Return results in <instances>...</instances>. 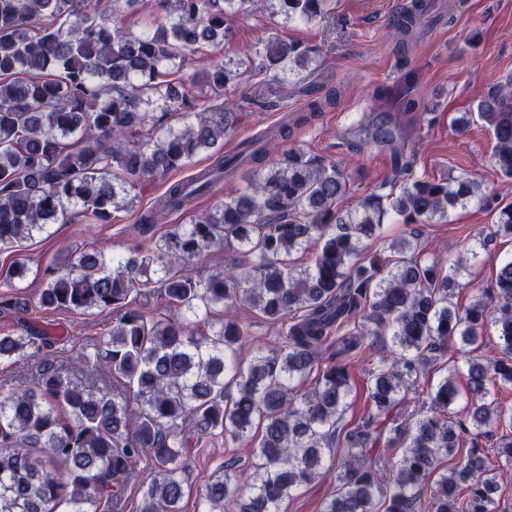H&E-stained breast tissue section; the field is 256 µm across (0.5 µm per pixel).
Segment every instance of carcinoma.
<instances>
[{
	"label": "carcinoma",
	"mask_w": 512,
	"mask_h": 512,
	"mask_svg": "<svg viewBox=\"0 0 512 512\" xmlns=\"http://www.w3.org/2000/svg\"><path fill=\"white\" fill-rule=\"evenodd\" d=\"M118 0H0V247L76 208L99 224L130 203L147 181L208 152L215 165L171 184L144 224H157L275 150L283 124L225 153L239 114L212 108L237 77L222 62L195 79L177 76L189 60L224 46L249 0H155V20L139 33L109 24ZM287 20L313 21L329 0H277ZM426 5L414 0L396 30ZM313 50L273 36L256 55L269 71L312 62ZM181 110L193 120L175 127ZM491 130L493 164L512 178V76L476 105ZM351 176L335 160L301 148L253 172L243 190L155 244L127 255L66 254L39 289L44 310L112 312V322L76 370L43 355L31 387H0V512H119L128 485L140 512H181L192 450L219 439L242 443L262 426L242 468L220 465L199 490L202 512H279L283 501L322 475L336 482L320 512H495L498 478L512 469V436L497 444L498 468L478 442L512 426V408L486 403L494 379L512 385V258L500 262L492 294L464 309L452 299L473 249L448 264L425 259L401 238L390 255L361 256L388 212L404 224L444 219L481 184L462 172L416 179L389 203L369 194L339 209ZM495 233L512 238V202L496 210ZM236 247L248 260L206 279L189 262L205 250ZM311 253L298 267L291 256ZM155 295L171 316L148 315ZM248 305L281 324L264 348L234 315ZM224 320L210 323L212 309ZM494 330L502 356L476 354ZM336 350L323 345L332 334ZM390 337L367 382L370 412L345 428L349 362L369 339ZM58 340L44 332L0 335V360L27 358ZM454 349L467 356L468 406L454 410L451 373L408 411L410 391ZM102 367L113 388L92 370ZM315 377L314 385L300 384ZM466 456L452 467L463 444ZM148 458L150 471L137 465ZM434 490H428L429 486ZM430 494H425V491Z\"/></svg>",
	"instance_id": "1"
}]
</instances>
